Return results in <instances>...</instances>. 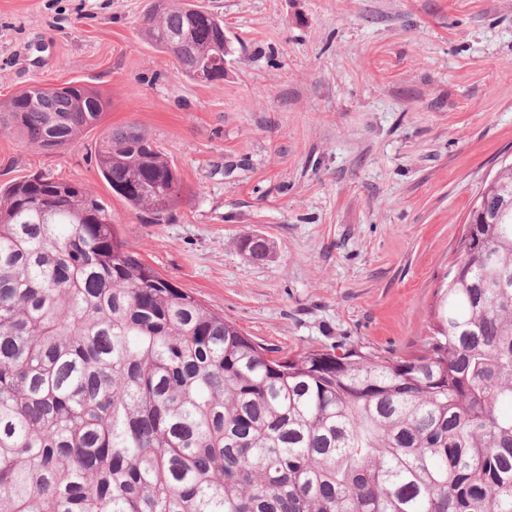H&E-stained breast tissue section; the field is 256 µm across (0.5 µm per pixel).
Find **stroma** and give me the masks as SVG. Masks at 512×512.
<instances>
[{"label":"stroma","mask_w":512,"mask_h":512,"mask_svg":"<svg viewBox=\"0 0 512 512\" xmlns=\"http://www.w3.org/2000/svg\"><path fill=\"white\" fill-rule=\"evenodd\" d=\"M223 81L142 37L148 0H0V100L82 82L141 127L187 197L166 221L98 175L100 129L43 150L0 132V186L46 175L107 202L123 240L273 355L422 349L476 196L512 159V0H201ZM269 240L254 259L241 243Z\"/></svg>","instance_id":"stroma-1"}]
</instances>
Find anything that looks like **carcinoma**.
I'll list each match as a JSON object with an SVG mask.
<instances>
[{
	"instance_id": "obj_1",
	"label": "carcinoma",
	"mask_w": 512,
	"mask_h": 512,
	"mask_svg": "<svg viewBox=\"0 0 512 512\" xmlns=\"http://www.w3.org/2000/svg\"><path fill=\"white\" fill-rule=\"evenodd\" d=\"M148 43L224 80V22L149 0ZM110 100L78 81L0 101V130L75 147ZM98 173L167 220L177 170L135 124ZM473 207L419 355L273 359L146 264L80 184L0 189V512H512V163Z\"/></svg>"
}]
</instances>
